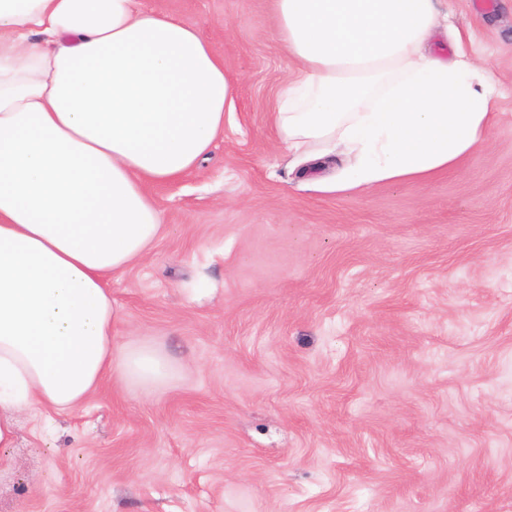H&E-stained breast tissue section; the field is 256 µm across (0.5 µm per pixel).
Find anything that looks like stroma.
<instances>
[{"label":"stroma","instance_id":"stroma-1","mask_svg":"<svg viewBox=\"0 0 512 512\" xmlns=\"http://www.w3.org/2000/svg\"><path fill=\"white\" fill-rule=\"evenodd\" d=\"M236 86L224 135L154 186L165 225L112 279L116 347L172 373L19 420L0 512H512V0H449L502 96L426 179L302 183L270 114L272 0H147Z\"/></svg>","mask_w":512,"mask_h":512}]
</instances>
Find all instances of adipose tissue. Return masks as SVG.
I'll use <instances>...</instances> for the list:
<instances>
[{
	"label": "adipose tissue",
	"instance_id": "1",
	"mask_svg": "<svg viewBox=\"0 0 512 512\" xmlns=\"http://www.w3.org/2000/svg\"><path fill=\"white\" fill-rule=\"evenodd\" d=\"M292 67L273 123L289 155L344 156L326 191L423 179L483 142L500 90L439 0H273ZM449 37L452 58L432 49ZM235 89L192 24L140 0H0V447L19 417L80 407L111 376L170 367L119 349L111 278L163 224L150 192L224 133Z\"/></svg>",
	"mask_w": 512,
	"mask_h": 512
}]
</instances>
